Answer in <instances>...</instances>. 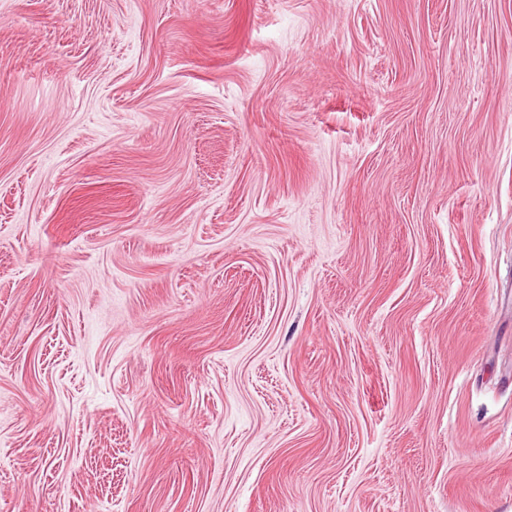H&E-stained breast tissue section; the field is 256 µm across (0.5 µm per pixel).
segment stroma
Listing matches in <instances>:
<instances>
[{"label": "stroma", "instance_id": "1", "mask_svg": "<svg viewBox=\"0 0 512 512\" xmlns=\"http://www.w3.org/2000/svg\"><path fill=\"white\" fill-rule=\"evenodd\" d=\"M0 512H512V0H0Z\"/></svg>", "mask_w": 512, "mask_h": 512}]
</instances>
